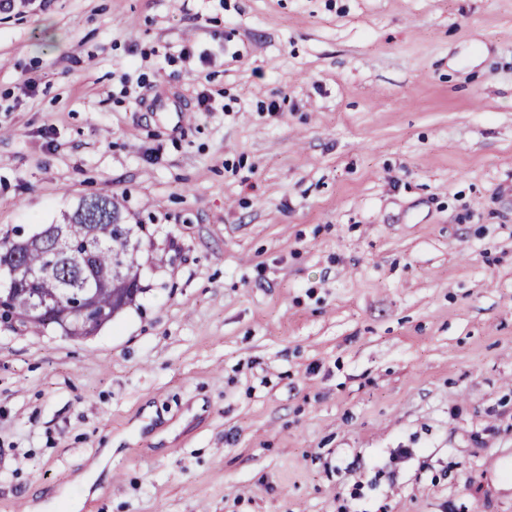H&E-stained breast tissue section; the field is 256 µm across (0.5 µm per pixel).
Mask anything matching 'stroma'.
I'll return each mask as SVG.
<instances>
[{"label": "stroma", "mask_w": 512, "mask_h": 512, "mask_svg": "<svg viewBox=\"0 0 512 512\" xmlns=\"http://www.w3.org/2000/svg\"><path fill=\"white\" fill-rule=\"evenodd\" d=\"M94 194L142 291L0 322V512H512V0L0 14V238ZM93 288H98L96 294V302L99 309L113 307L116 303V298L112 291L105 288H99L97 283H92L88 279L81 281V287L74 291L75 295L79 297V307L77 313L79 315L82 325L76 321L74 326L73 336L74 339H82L85 336L90 337L95 335L105 324L110 322L119 312L126 306H121L112 309L111 312L106 313L100 311L95 303V292ZM85 331V333H84Z\"/></svg>", "instance_id": "1"}]
</instances>
